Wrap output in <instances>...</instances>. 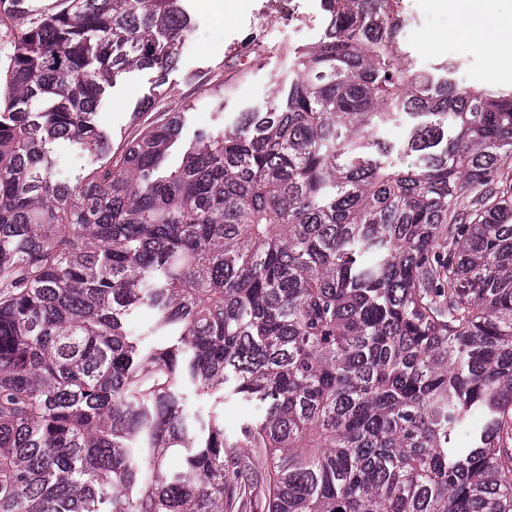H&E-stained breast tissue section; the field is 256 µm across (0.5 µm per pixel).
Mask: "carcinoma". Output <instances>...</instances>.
<instances>
[{"instance_id":"obj_1","label":"carcinoma","mask_w":512,"mask_h":512,"mask_svg":"<svg viewBox=\"0 0 512 512\" xmlns=\"http://www.w3.org/2000/svg\"><path fill=\"white\" fill-rule=\"evenodd\" d=\"M322 2L275 104L115 144L187 0H0V512H512V95L411 71L398 0ZM56 162V173L63 180H74L89 168V159L83 150L69 139H58L50 145ZM253 414L254 410L250 406L231 401L224 405V427L228 432H232L242 420L251 417Z\"/></svg>"}]
</instances>
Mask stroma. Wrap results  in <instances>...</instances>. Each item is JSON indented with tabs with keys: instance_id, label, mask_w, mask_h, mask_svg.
Segmentation results:
<instances>
[{
	"instance_id": "35a3bbf8",
	"label": "stroma",
	"mask_w": 512,
	"mask_h": 512,
	"mask_svg": "<svg viewBox=\"0 0 512 512\" xmlns=\"http://www.w3.org/2000/svg\"><path fill=\"white\" fill-rule=\"evenodd\" d=\"M195 24L179 51L177 65L164 86H156L151 70L131 69L109 87L95 114L99 128L113 140L135 133L137 125L161 119L166 112H185L183 138L229 125L237 113L265 108L278 87L293 77L285 50L315 43L325 27L322 0H234L230 19L219 18L192 0ZM405 20V49L414 68H450L462 85H481L512 92V68L490 71L487 52H468L466 43L448 39V31L465 23L461 15L438 7L436 0H401ZM252 37L261 38L266 53L245 74L230 76L226 62ZM233 84L224 94L223 108L214 107L206 90L222 79Z\"/></svg>"
}]
</instances>
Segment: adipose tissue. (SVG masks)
Listing matches in <instances>:
<instances>
[{
    "instance_id": "ef3b65f1",
    "label": "adipose tissue",
    "mask_w": 512,
    "mask_h": 512,
    "mask_svg": "<svg viewBox=\"0 0 512 512\" xmlns=\"http://www.w3.org/2000/svg\"><path fill=\"white\" fill-rule=\"evenodd\" d=\"M440 6L465 17L466 28L453 32V39L464 41L472 33L486 31L492 61L512 60V15L494 12L493 0H438Z\"/></svg>"
}]
</instances>
